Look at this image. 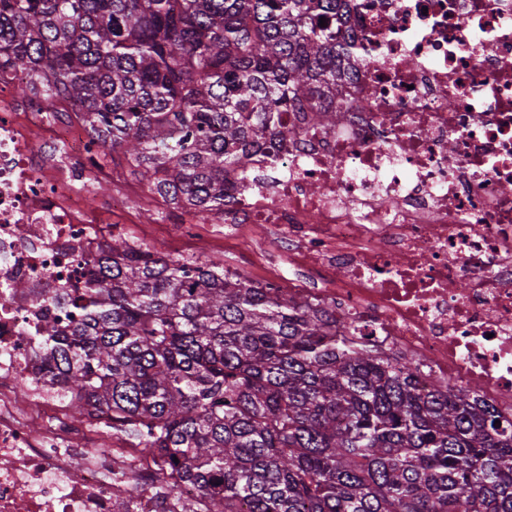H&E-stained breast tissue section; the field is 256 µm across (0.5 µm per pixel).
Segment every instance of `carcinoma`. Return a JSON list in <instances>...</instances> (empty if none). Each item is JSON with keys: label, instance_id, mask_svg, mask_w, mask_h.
<instances>
[{"label": "carcinoma", "instance_id": "1", "mask_svg": "<svg viewBox=\"0 0 512 512\" xmlns=\"http://www.w3.org/2000/svg\"><path fill=\"white\" fill-rule=\"evenodd\" d=\"M351 2L0 0V75L79 107L92 143L208 224L234 203L224 172L251 179L288 141L283 113L343 117ZM81 262L78 319L46 322L39 359L74 422L133 439L117 495L141 486L155 512H512V419L478 388L426 389L333 310L214 261L114 236Z\"/></svg>", "mask_w": 512, "mask_h": 512}]
</instances>
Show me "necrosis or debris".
I'll use <instances>...</instances> for the list:
<instances>
[{
    "label": "necrosis or debris",
    "instance_id": "necrosis-or-debris-1",
    "mask_svg": "<svg viewBox=\"0 0 512 512\" xmlns=\"http://www.w3.org/2000/svg\"><path fill=\"white\" fill-rule=\"evenodd\" d=\"M349 25L367 52L336 90L345 120L316 130L289 113L258 180L225 173L224 222L287 236L289 296L512 417V0H358ZM47 142L94 150L0 82V512H151L144 491L112 494L127 453L76 447L38 358L44 323L76 315L55 296L80 294L79 260L108 236ZM305 269L330 277L302 288Z\"/></svg>",
    "mask_w": 512,
    "mask_h": 512
}]
</instances>
